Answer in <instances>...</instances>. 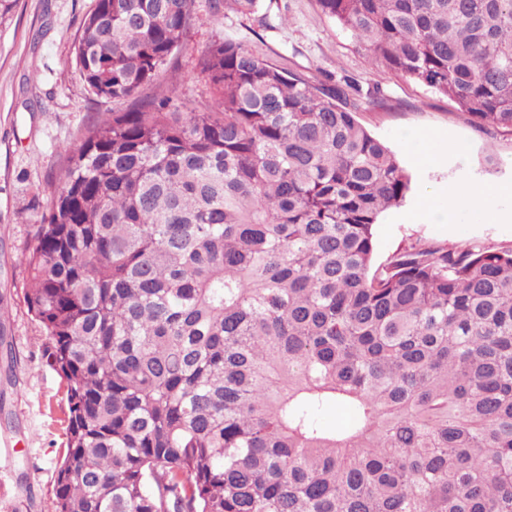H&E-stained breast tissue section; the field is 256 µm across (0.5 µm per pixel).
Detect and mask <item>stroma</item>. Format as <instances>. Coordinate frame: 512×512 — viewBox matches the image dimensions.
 I'll return each instance as SVG.
<instances>
[{"mask_svg":"<svg viewBox=\"0 0 512 512\" xmlns=\"http://www.w3.org/2000/svg\"><path fill=\"white\" fill-rule=\"evenodd\" d=\"M94 3L19 0L13 19L0 26V304L8 310L0 326V436L16 444L12 458L0 456V512H55L65 442L64 386L46 362L45 339L24 303L27 271L18 259L34 244L33 224L57 189L65 147L76 144L99 113L131 107L91 95L76 68L75 44ZM194 10L197 23L153 87L157 94L170 92L173 105L209 100L198 55L227 36L281 67L347 75L362 87L380 88L383 104L358 117L399 156L413 190L376 225L377 262L417 241L512 246V136L479 130L447 98L374 68L317 0H263V25L254 15L213 12L210 0H195ZM416 134L433 138L436 162L419 156ZM464 184L493 194L482 205L457 207L445 222L422 209L424 194ZM486 208L496 219L483 218Z\"/></svg>","mask_w":512,"mask_h":512,"instance_id":"obj_1","label":"stroma"}]
</instances>
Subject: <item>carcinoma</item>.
I'll use <instances>...</instances> for the list:
<instances>
[{"label": "carcinoma", "mask_w": 512, "mask_h": 512, "mask_svg": "<svg viewBox=\"0 0 512 512\" xmlns=\"http://www.w3.org/2000/svg\"><path fill=\"white\" fill-rule=\"evenodd\" d=\"M318 2L371 65L512 135V0ZM192 4L96 0L75 45L88 91L134 107L65 149L19 258L66 395L56 512H512V247L375 265L411 191L357 119L377 88L228 36L205 109L142 95Z\"/></svg>", "instance_id": "1"}]
</instances>
